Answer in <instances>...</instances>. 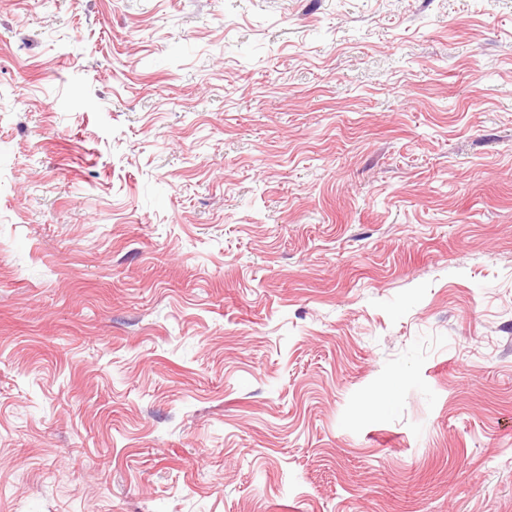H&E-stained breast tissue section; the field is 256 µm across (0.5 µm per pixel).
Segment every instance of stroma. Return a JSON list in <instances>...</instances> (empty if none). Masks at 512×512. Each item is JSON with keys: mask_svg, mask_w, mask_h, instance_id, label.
Listing matches in <instances>:
<instances>
[{"mask_svg": "<svg viewBox=\"0 0 512 512\" xmlns=\"http://www.w3.org/2000/svg\"><path fill=\"white\" fill-rule=\"evenodd\" d=\"M0 512H512V0H0Z\"/></svg>", "mask_w": 512, "mask_h": 512, "instance_id": "obj_1", "label": "stroma"}]
</instances>
